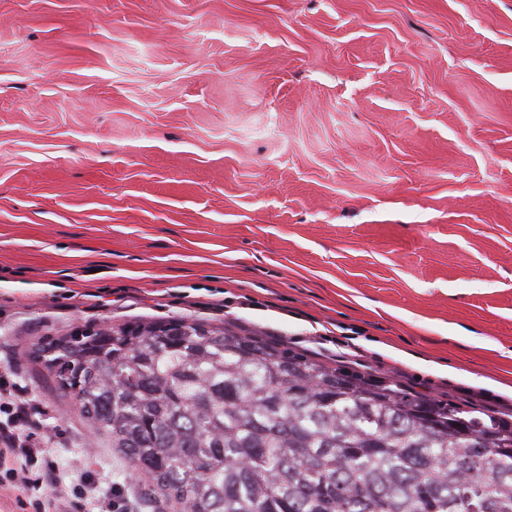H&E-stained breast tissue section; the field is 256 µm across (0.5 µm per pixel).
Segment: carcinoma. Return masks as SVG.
Wrapping results in <instances>:
<instances>
[{"label":"carcinoma","instance_id":"obj_1","mask_svg":"<svg viewBox=\"0 0 512 512\" xmlns=\"http://www.w3.org/2000/svg\"><path fill=\"white\" fill-rule=\"evenodd\" d=\"M34 350L151 512H512V417L233 325L132 319Z\"/></svg>","mask_w":512,"mask_h":512}]
</instances>
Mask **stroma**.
Wrapping results in <instances>:
<instances>
[{
	"instance_id": "35a3bbf8",
	"label": "stroma",
	"mask_w": 512,
	"mask_h": 512,
	"mask_svg": "<svg viewBox=\"0 0 512 512\" xmlns=\"http://www.w3.org/2000/svg\"><path fill=\"white\" fill-rule=\"evenodd\" d=\"M184 316L512 415V0H0V368Z\"/></svg>"
}]
</instances>
